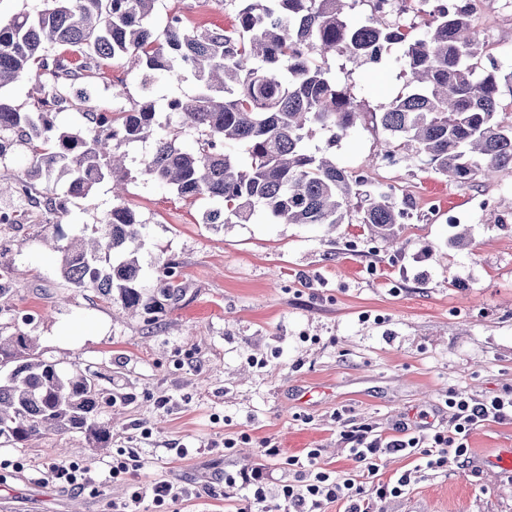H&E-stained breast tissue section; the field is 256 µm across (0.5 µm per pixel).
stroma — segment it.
I'll return each mask as SVG.
<instances>
[{"instance_id":"obj_1","label":"stroma","mask_w":512,"mask_h":512,"mask_svg":"<svg viewBox=\"0 0 512 512\" xmlns=\"http://www.w3.org/2000/svg\"><path fill=\"white\" fill-rule=\"evenodd\" d=\"M177 11L224 28L234 16L224 0H156L154 26ZM475 25L482 66L512 65V0H481ZM330 66L368 114L332 153L337 165L368 177L361 193L392 187L408 212L395 227L396 248L356 223L331 233L260 216L217 231L202 220L207 200L140 177L125 202L144 225V282L154 284L160 263L173 260L182 288L149 326L73 288L46 243L93 236L116 204L109 182L71 200L59 223L0 224V264L18 271L0 297V334L35 337L44 357L100 375L113 397L100 414L112 426L107 448L56 433L0 447V460L22 461L0 468V512H116L134 486L154 479L181 490L170 512H234L225 474L264 466L273 499L283 484H302L292 459L307 448L318 449L319 470L367 488L413 471L417 457L386 455L368 476L348 452L347 431L368 425L387 438L405 430L429 437L452 428L449 393L512 397V170L460 185L420 164L409 146L389 163L371 115L405 90L394 54L361 67L339 57ZM140 99L137 71L115 60L62 122L77 126L87 110ZM461 231L464 247L453 243ZM266 441L277 457L262 456ZM466 444L465 458L416 477L401 496L373 499L372 512H512V471L496 463L512 451V419L475 424ZM63 448L92 471L82 488L45 477ZM120 453L129 472L116 479Z\"/></svg>"}]
</instances>
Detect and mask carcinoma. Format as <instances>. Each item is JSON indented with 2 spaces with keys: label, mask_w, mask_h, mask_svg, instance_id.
<instances>
[{
  "label": "carcinoma",
  "mask_w": 512,
  "mask_h": 512,
  "mask_svg": "<svg viewBox=\"0 0 512 512\" xmlns=\"http://www.w3.org/2000/svg\"><path fill=\"white\" fill-rule=\"evenodd\" d=\"M156 0H44L36 15L0 22V90L48 79L32 110L0 94V161L17 146L30 163L14 180L29 206L58 220L68 200L85 198L104 179L123 199L131 182L126 155L114 145L153 141L141 174L185 199L211 206L204 223L215 228L249 224L262 211L274 224H319L331 229L358 212L370 233L390 235L406 212L390 193L375 190L360 201L367 182L306 145L312 128L328 145L347 136L364 112L331 74L329 56L370 62L397 47L412 93L393 99L375 116L386 134L385 158L411 144L419 160L465 184L512 169V68L478 71L483 45L467 6L437 9L421 30L400 23H356L358 0H229L234 21L188 26L173 15L160 31L150 19ZM127 59L143 86L189 80L195 90L168 100L181 126L200 134L194 151L177 144L178 131L161 121L155 102L130 109L87 112L86 123L62 129L58 114L71 106L78 86L101 66ZM143 224L125 203L112 207L86 242L70 239L61 272L74 287L155 324L178 300L176 263L159 267L157 283L141 286L138 252ZM18 333L0 336V445H27L49 432L83 435L93 448L112 440L98 421L112 396L99 377L79 368L64 371L32 352Z\"/></svg>",
  "instance_id": "carcinoma-1"
}]
</instances>
